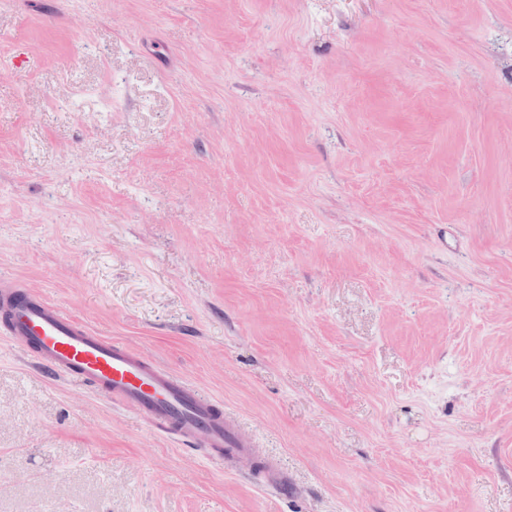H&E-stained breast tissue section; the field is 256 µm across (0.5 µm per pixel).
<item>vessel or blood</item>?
Wrapping results in <instances>:
<instances>
[{
	"mask_svg": "<svg viewBox=\"0 0 512 512\" xmlns=\"http://www.w3.org/2000/svg\"><path fill=\"white\" fill-rule=\"evenodd\" d=\"M0 310L11 318L6 336L32 353L41 368L137 410L156 429L199 446L209 457L241 465L250 460L253 437L182 377L121 341L87 330L59 306L20 286L0 290ZM257 476L263 487L276 493L288 489L287 478L276 466L265 465Z\"/></svg>",
	"mask_w": 512,
	"mask_h": 512,
	"instance_id": "vessel-or-blood-1",
	"label": "vessel or blood"
}]
</instances>
